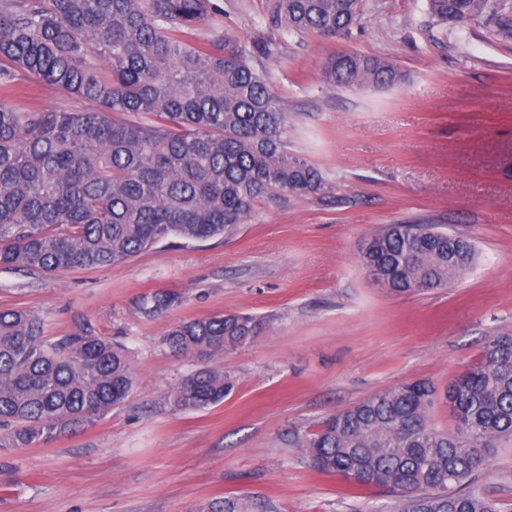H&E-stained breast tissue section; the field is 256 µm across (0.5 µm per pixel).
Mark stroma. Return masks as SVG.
I'll return each instance as SVG.
<instances>
[{"mask_svg":"<svg viewBox=\"0 0 512 512\" xmlns=\"http://www.w3.org/2000/svg\"><path fill=\"white\" fill-rule=\"evenodd\" d=\"M201 34L265 46L255 59L288 112V148L320 168L326 194L255 205L230 238H169L130 260L56 276L0 269V306L39 312L56 338L88 324L130 353L135 387L92 424L35 448H0V512H204L247 498L270 512H397L387 488L353 491L315 470L296 436L393 386L423 380L431 421L452 428L448 385L487 342L512 334V39L484 18L444 31L427 0H362L346 38L283 34L268 0H222ZM386 58V88H333L328 56ZM40 111L95 103L26 78ZM387 224H432L476 259L447 288L399 293L369 276L364 239ZM163 300L153 306L152 297ZM215 312L271 320L213 359L235 382L220 405L180 412L170 390L201 365L162 342L176 322ZM478 487L512 505V447Z\"/></svg>","mask_w":512,"mask_h":512,"instance_id":"1","label":"stroma"}]
</instances>
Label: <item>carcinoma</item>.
Listing matches in <instances>:
<instances>
[{
    "label": "carcinoma",
    "mask_w": 512,
    "mask_h": 512,
    "mask_svg": "<svg viewBox=\"0 0 512 512\" xmlns=\"http://www.w3.org/2000/svg\"><path fill=\"white\" fill-rule=\"evenodd\" d=\"M220 0H0V268L62 274L122 263L175 236L231 235L260 199L331 189L288 150V113L253 61L258 47L199 30ZM487 14L512 37L500 0H428L431 23L458 28ZM360 0H270L287 34L345 37ZM22 76L98 105L95 112L36 111L12 102ZM331 86L386 87L401 75L385 59L329 57ZM360 259L399 292L446 288L474 249L425 224H388ZM270 321L215 313L171 327L164 343L213 357L269 329ZM129 353L89 325L55 340L42 318L0 308V444L31 448L92 423L131 393ZM234 383L202 367L168 395L174 409L224 402ZM454 428L430 421L436 390L400 384L331 416L296 447L318 471L358 486L400 491L401 512H500L475 487L495 451L512 446V336L492 339L448 386ZM241 498L207 512H254Z\"/></svg>",
    "instance_id": "obj_1"
}]
</instances>
